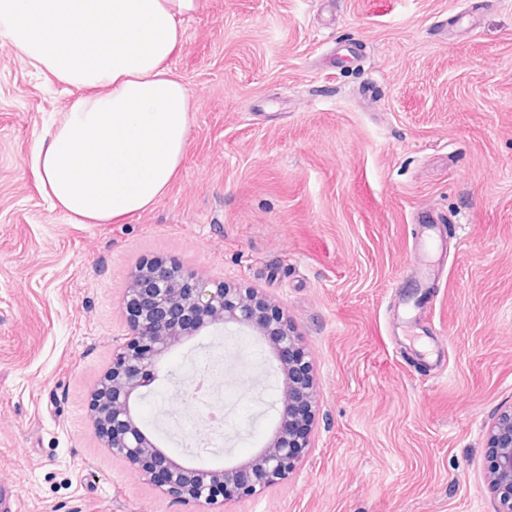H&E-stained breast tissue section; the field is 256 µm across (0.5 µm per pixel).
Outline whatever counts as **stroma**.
Wrapping results in <instances>:
<instances>
[{
  "mask_svg": "<svg viewBox=\"0 0 512 512\" xmlns=\"http://www.w3.org/2000/svg\"><path fill=\"white\" fill-rule=\"evenodd\" d=\"M171 66L191 93L180 172L154 208L73 224L31 155L70 97L0 45V488L20 512H208L104 448L92 394L131 336L128 275L166 258L259 289L317 379L311 448L224 512H497L488 427L512 408V0H201ZM456 232L442 238L441 229ZM428 247L427 299L410 272ZM236 412L198 450L157 421L177 348L139 406L182 462L251 457L278 420L268 347L224 333Z\"/></svg>",
  "mask_w": 512,
  "mask_h": 512,
  "instance_id": "stroma-1",
  "label": "stroma"
}]
</instances>
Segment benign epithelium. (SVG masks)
I'll use <instances>...</instances> for the list:
<instances>
[{
  "instance_id": "benign-epithelium-1",
  "label": "benign epithelium",
  "mask_w": 512,
  "mask_h": 512,
  "mask_svg": "<svg viewBox=\"0 0 512 512\" xmlns=\"http://www.w3.org/2000/svg\"><path fill=\"white\" fill-rule=\"evenodd\" d=\"M124 308L135 334L112 357V369L96 389L91 408L103 446L167 494L206 505L217 503V482L228 501L260 494L288 479L311 447L317 400L304 343L279 306L256 288H241L225 279L215 282L157 259L131 271ZM229 328L249 331L268 344L282 378L279 418L250 459L222 468L187 466L144 431L138 405L174 349L203 333ZM490 440L494 454L489 489L499 512H512V410L499 419Z\"/></svg>"
}]
</instances>
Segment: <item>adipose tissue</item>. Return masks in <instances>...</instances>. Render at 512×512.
Listing matches in <instances>:
<instances>
[{"label": "adipose tissue", "mask_w": 512, "mask_h": 512, "mask_svg": "<svg viewBox=\"0 0 512 512\" xmlns=\"http://www.w3.org/2000/svg\"><path fill=\"white\" fill-rule=\"evenodd\" d=\"M200 0H0V43L74 89L32 155L42 194L76 224L154 207L177 175L191 95L170 65Z\"/></svg>", "instance_id": "obj_1"}]
</instances>
